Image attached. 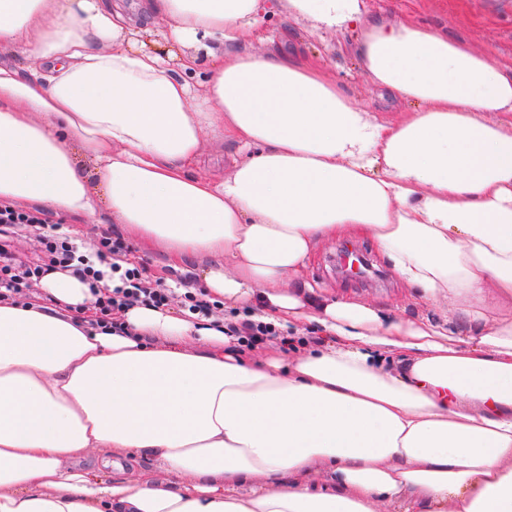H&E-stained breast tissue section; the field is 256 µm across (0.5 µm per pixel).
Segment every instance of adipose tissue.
Wrapping results in <instances>:
<instances>
[{"instance_id":"1","label":"adipose tissue","mask_w":512,"mask_h":512,"mask_svg":"<svg viewBox=\"0 0 512 512\" xmlns=\"http://www.w3.org/2000/svg\"><path fill=\"white\" fill-rule=\"evenodd\" d=\"M139 9L0 0V201L198 259L226 316L135 306L110 333L58 268L47 303L0 301V512H512V62L365 0ZM279 11L363 28V74L411 110L253 52ZM209 129L237 147L216 180L187 172ZM343 236L474 331L315 294L307 263ZM244 317L287 343L251 356Z\"/></svg>"}]
</instances>
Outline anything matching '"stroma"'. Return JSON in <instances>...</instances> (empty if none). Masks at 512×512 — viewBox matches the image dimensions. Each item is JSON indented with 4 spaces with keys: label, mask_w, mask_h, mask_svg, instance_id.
<instances>
[{
    "label": "stroma",
    "mask_w": 512,
    "mask_h": 512,
    "mask_svg": "<svg viewBox=\"0 0 512 512\" xmlns=\"http://www.w3.org/2000/svg\"><path fill=\"white\" fill-rule=\"evenodd\" d=\"M370 11L384 20H411L447 31L478 51H489L503 59H512V0H367ZM362 32L348 28L329 30L306 18H267L254 42L255 49L276 48L284 52L308 55L322 65L329 77L342 85L351 98L371 112H402L408 105L389 92L375 86L361 74L353 46ZM235 147L223 138L205 134L203 149L191 166V174L203 176L230 168ZM132 253L140 257L149 274L161 278L170 288H186L188 275L174 271L167 252L158 246L146 247L129 240ZM356 246L368 259L367 277L343 276L331 263L336 250ZM315 287L339 296H352L376 304L390 315L412 318L426 315L439 320L455 319L460 310L456 302L441 305L410 298L408 287L386 265L374 243L367 238H334L322 241L305 271Z\"/></svg>",
    "instance_id": "35a3bbf8"
}]
</instances>
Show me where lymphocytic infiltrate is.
Returning <instances> with one entry per match:
<instances>
[{"label":"lymphocytic infiltrate","mask_w":512,"mask_h":512,"mask_svg":"<svg viewBox=\"0 0 512 512\" xmlns=\"http://www.w3.org/2000/svg\"><path fill=\"white\" fill-rule=\"evenodd\" d=\"M20 233L35 237L36 258L22 259L7 245V238ZM50 268L71 270L98 286L87 320L102 329H122V314L129 307L165 306L172 296L161 279L149 276L143 263L131 258L129 247L121 238L101 237L83 251L73 236L50 221L46 212L0 203V298L23 295ZM109 271L120 274L121 286H103Z\"/></svg>","instance_id":"obj_1"}]
</instances>
